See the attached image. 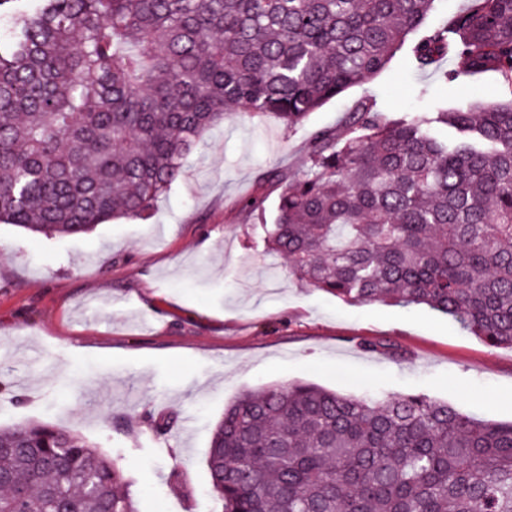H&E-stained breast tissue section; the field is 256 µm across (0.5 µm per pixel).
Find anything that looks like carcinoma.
Returning a JSON list of instances; mask_svg holds the SVG:
<instances>
[{
  "label": "carcinoma",
  "mask_w": 512,
  "mask_h": 512,
  "mask_svg": "<svg viewBox=\"0 0 512 512\" xmlns=\"http://www.w3.org/2000/svg\"><path fill=\"white\" fill-rule=\"evenodd\" d=\"M0 0V223L45 236L145 218L235 105L290 129L409 46L509 99L393 118L362 98L308 137L268 251L348 304L423 305L512 349V0ZM423 31L417 40L410 35ZM395 358L391 340L361 344ZM207 467L224 512H512V422L424 394L271 383L229 402ZM138 512L119 464L45 422L0 426V512Z\"/></svg>",
  "instance_id": "carcinoma-1"
}]
</instances>
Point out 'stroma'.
Segmentation results:
<instances>
[{"mask_svg": "<svg viewBox=\"0 0 512 512\" xmlns=\"http://www.w3.org/2000/svg\"><path fill=\"white\" fill-rule=\"evenodd\" d=\"M367 95L416 115L511 93L492 74L438 82L403 49L302 128L230 110L148 219L53 238L0 224V425L50 422L97 443L123 466L139 512H222L206 454L225 404L247 390L424 393L512 420L511 350L424 306L348 305L314 289L266 252L260 219L241 206L265 170L302 171L309 132L337 127ZM381 339L408 361L362 350Z\"/></svg>", "mask_w": 512, "mask_h": 512, "instance_id": "35a3bbf8", "label": "stroma"}]
</instances>
